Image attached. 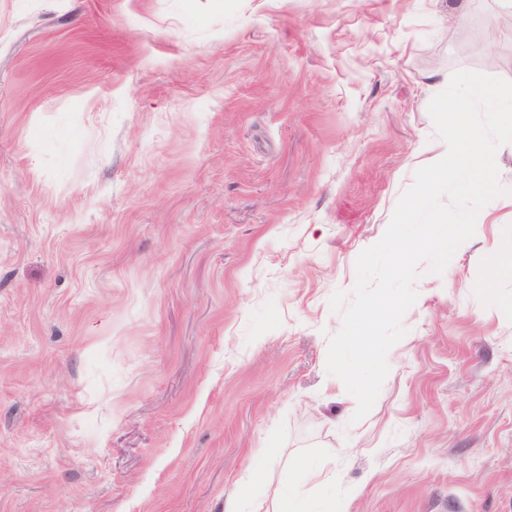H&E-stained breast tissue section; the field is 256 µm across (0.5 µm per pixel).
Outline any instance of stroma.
<instances>
[{"instance_id": "obj_1", "label": "stroma", "mask_w": 512, "mask_h": 512, "mask_svg": "<svg viewBox=\"0 0 512 512\" xmlns=\"http://www.w3.org/2000/svg\"><path fill=\"white\" fill-rule=\"evenodd\" d=\"M458 70L504 0H0V512H512V195L363 419L326 370ZM359 494V489L351 487L342 497L336 495L310 501L292 487L284 486L278 492L277 512H347V504Z\"/></svg>"}]
</instances>
